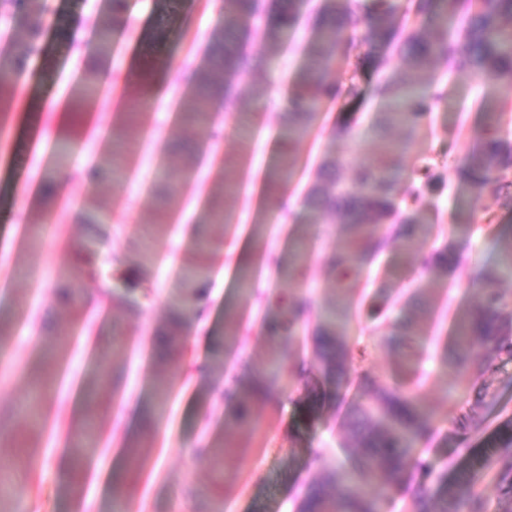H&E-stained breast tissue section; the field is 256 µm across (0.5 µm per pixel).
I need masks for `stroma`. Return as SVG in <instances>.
I'll list each match as a JSON object with an SVG mask.
<instances>
[{"label": "stroma", "mask_w": 512, "mask_h": 512, "mask_svg": "<svg viewBox=\"0 0 512 512\" xmlns=\"http://www.w3.org/2000/svg\"><path fill=\"white\" fill-rule=\"evenodd\" d=\"M125 4L127 25L113 32L106 60L126 79L112 89L97 87L82 100L74 98L72 89L85 72L60 28L77 21L85 26L89 44L98 45L96 22L111 15L112 0H33L25 10L0 15V36L8 37L14 52L26 61L38 59L52 71L51 86L32 80L28 96L51 90L68 116L62 126L41 120L48 140L40 154L26 133L15 131L18 161L9 168L0 165V187L9 190L14 183L54 173L66 177L70 202L100 204L114 215L111 223L91 233L84 225L57 219L53 206L26 210L15 198L0 206V347L6 350L0 359V460L8 471L0 496L22 489L16 499L6 501L9 512H109L112 470L120 465L126 468L128 512H294L303 489L323 466L345 459L341 444L347 415L365 393L357 371H369L390 384L405 363L401 351L368 337L371 323L364 307L380 287L415 290L420 297L413 319L421 333L426 382L419 396L433 409L435 426L416 456L459 464L461 446L475 452L487 447L512 420V361L498 364L475 384L459 385L440 358L452 342L456 313L474 307L477 296L457 274L420 264L432 247L455 241L458 224L470 227L464 258L471 265L492 264L500 239L512 236V212L491 196L476 194L457 170L484 122L477 106L482 83L469 74H447L443 62L433 66V75L450 78L448 97L432 112L416 150L443 181L429 198L437 214L435 236L413 252L376 256L362 273L356 290L361 306L350 324L347 382L338 387L322 381L320 406L308 409L305 385L319 379L320 372L312 338L302 336L287 352L271 400L255 404L246 424L229 425L225 419L233 405L224 397L225 384L240 362H261L269 351L252 315L236 325L228 313L241 295L240 267L231 251L261 236L267 254L286 256L298 236H305L313 248L308 285L319 300L330 299L326 259L340 241L338 224L327 218L302 229L281 225L266 203L285 191L302 195L327 152L352 161L371 155L378 144L375 119L384 105L373 98L358 106L344 97L329 101L317 128L299 145L277 142L278 115L288 98L274 95L269 85L276 79L289 88L305 65L312 28L303 20L276 44L250 43L252 53L273 59L272 67L259 74L267 87L263 102L244 91L234 110L216 113L223 130L186 125L176 106L155 108L151 80L131 72L143 57L164 49L179 70L181 95H188L192 71L203 65L218 38L223 0H181L167 21L152 0ZM39 13L47 22L38 44L31 46L27 30ZM354 110L362 119L353 138L334 141L337 119ZM63 138L74 149L61 167L54 145ZM191 143L215 148L216 160L209 168L194 165L187 175L171 166L167 153ZM290 152L297 163L291 182H266V171L279 167ZM159 174L178 183L180 194L155 195L153 179ZM210 206L233 213V223L217 217L203 222ZM489 213L494 223H486ZM92 253L108 276L113 255H120L123 280L150 289L152 297L140 311L118 306L96 288L92 303L72 308L58 301L62 277ZM196 259L209 265L203 288L209 323L199 343L157 349L156 341L167 333L184 294L182 269ZM233 328L238 331L236 353L229 359L223 355L224 339ZM162 378L171 383L162 419L139 423L140 408L151 402ZM482 386L489 391L483 399L477 396ZM93 413L103 419L101 454L90 468L71 471L67 483H58L59 461L74 458L70 428ZM466 413L483 417L486 429L464 442L454 420ZM131 437L151 449L140 471L125 465ZM217 439L228 445L223 458L201 455V448ZM319 448L327 451L320 467L310 463Z\"/></svg>", "instance_id": "35a3bbf8"}]
</instances>
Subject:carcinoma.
Returning <instances> with one entry per match:
<instances>
[{
    "instance_id": "obj_1",
    "label": "carcinoma",
    "mask_w": 512,
    "mask_h": 512,
    "mask_svg": "<svg viewBox=\"0 0 512 512\" xmlns=\"http://www.w3.org/2000/svg\"><path fill=\"white\" fill-rule=\"evenodd\" d=\"M303 0H279L269 14L265 0H224V36L209 49V68L195 75L193 96L184 102L183 117L189 125H205L217 99L232 108L238 87L246 83L254 98L264 95L255 82L256 72L268 65L246 50L253 33L268 43L297 23ZM124 0H112V21L101 25V50L108 51L112 32L119 24ZM458 20L448 27V16ZM314 36L306 49L307 64L294 79L288 108L279 118L280 139L288 145L305 138L318 122L329 100L345 95L355 100L363 94L361 79L367 71L383 73L371 94L385 102L379 113L377 151L341 174L342 161L326 156L315 182L302 197L306 223L318 224L326 216L337 219L343 245L329 263L334 274L336 297L319 303L310 291L293 298L275 297L258 305L269 343L264 368L242 364L239 377L227 395L235 401V417H246L259 398L256 372L275 374L285 351L298 341L299 330L313 325L317 340L316 359L323 373L341 379L349 359V322L353 313V290L364 267L385 249L405 251L432 234L436 218L428 197L439 177L424 159H417L408 184H401L404 161L423 131L421 119L445 98V89L431 74L443 60L448 70L477 77L487 93L480 100L485 128L479 140L459 160L458 171L478 193L496 196L512 211V0H318L311 14ZM360 35L366 51L353 56L354 35ZM400 64L392 65L393 56ZM21 59L7 48L0 49V74L8 76ZM350 73L347 83L329 80L332 68ZM360 116L349 112L336 124L334 135L348 138ZM309 252L299 250L278 263V276L304 287ZM423 264L443 271L453 269L475 283L476 308L463 310L456 318L454 355L443 357V366L454 370L459 382L470 384L496 361H512V294L500 284L512 278V238L503 243L498 260L478 269L462 264L458 253L446 247L423 256ZM208 275L198 264L185 268L183 310L190 311L199 285ZM414 294L379 293L367 315L372 332L381 341L411 348L418 332L409 317L392 319L388 312L411 306ZM421 384L415 353L408 354L402 378L392 385H373V392L351 410L348 465L328 468L322 479L311 484L297 505L298 512H379L376 497L368 487L382 482L397 486L413 471L421 472L414 493V512H488L474 485L483 481L492 466L512 458V430L499 434L491 447L471 459L453 482L448 470L435 462L414 458L412 449L433 429L434 413L416 391ZM462 441L481 432L484 420L474 414L460 420ZM83 446L77 452L91 459L96 452L98 428L86 422L81 429ZM507 507L512 512V464L495 474Z\"/></svg>"
}]
</instances>
